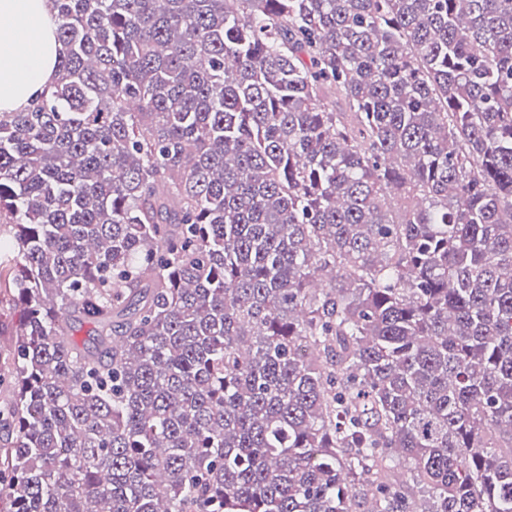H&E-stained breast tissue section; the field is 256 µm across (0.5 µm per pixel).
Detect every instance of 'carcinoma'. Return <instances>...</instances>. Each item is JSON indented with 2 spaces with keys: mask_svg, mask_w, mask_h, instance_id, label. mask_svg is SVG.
<instances>
[{
  "mask_svg": "<svg viewBox=\"0 0 512 512\" xmlns=\"http://www.w3.org/2000/svg\"><path fill=\"white\" fill-rule=\"evenodd\" d=\"M55 3L0 512H512V0Z\"/></svg>",
  "mask_w": 512,
  "mask_h": 512,
  "instance_id": "carcinoma-1",
  "label": "carcinoma"
}]
</instances>
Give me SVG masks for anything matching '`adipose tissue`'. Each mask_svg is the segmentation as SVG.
Segmentation results:
<instances>
[{"label": "adipose tissue", "instance_id": "1", "mask_svg": "<svg viewBox=\"0 0 512 512\" xmlns=\"http://www.w3.org/2000/svg\"><path fill=\"white\" fill-rule=\"evenodd\" d=\"M53 0H0V112L32 106L57 78Z\"/></svg>", "mask_w": 512, "mask_h": 512}]
</instances>
